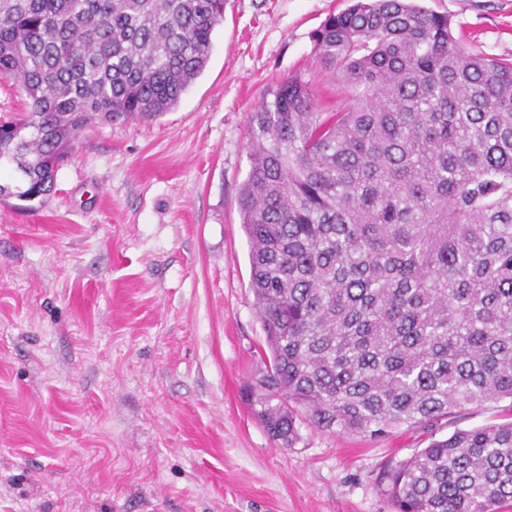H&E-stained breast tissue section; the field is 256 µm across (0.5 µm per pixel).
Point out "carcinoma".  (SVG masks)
<instances>
[{
  "label": "carcinoma",
  "instance_id": "1",
  "mask_svg": "<svg viewBox=\"0 0 512 512\" xmlns=\"http://www.w3.org/2000/svg\"><path fill=\"white\" fill-rule=\"evenodd\" d=\"M223 21L224 0H0V79L29 101L0 122V201L35 209L91 122L174 109ZM313 38L345 97L325 112L294 75L248 119L253 413L290 447L300 416L372 437L512 400V63L410 0H354ZM378 486L397 512H498L512 422L457 427Z\"/></svg>",
  "mask_w": 512,
  "mask_h": 512
}]
</instances>
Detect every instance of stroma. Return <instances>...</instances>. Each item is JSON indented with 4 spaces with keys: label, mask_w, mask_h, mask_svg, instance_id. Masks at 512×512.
<instances>
[{
    "label": "stroma",
    "mask_w": 512,
    "mask_h": 512,
    "mask_svg": "<svg viewBox=\"0 0 512 512\" xmlns=\"http://www.w3.org/2000/svg\"><path fill=\"white\" fill-rule=\"evenodd\" d=\"M351 0H226L204 72L154 122H94L37 210L0 203V512H395L388 460L430 442L255 418L265 370L239 190L266 90L340 86L313 34ZM512 62V0H418ZM512 419L468 408L441 434Z\"/></svg>",
    "instance_id": "1"
}]
</instances>
